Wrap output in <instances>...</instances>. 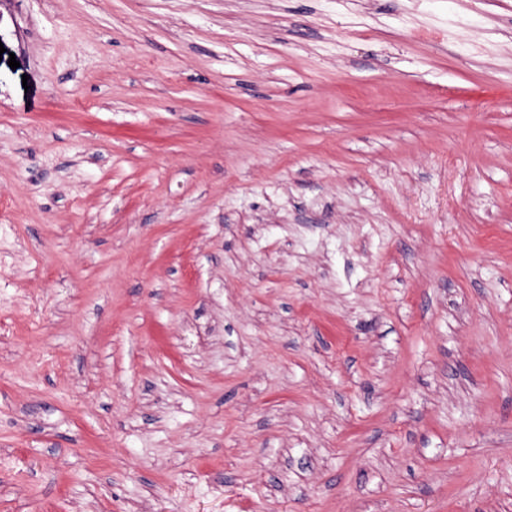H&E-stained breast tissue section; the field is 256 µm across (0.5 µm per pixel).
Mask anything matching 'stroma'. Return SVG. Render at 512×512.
<instances>
[{
  "label": "stroma",
  "mask_w": 512,
  "mask_h": 512,
  "mask_svg": "<svg viewBox=\"0 0 512 512\" xmlns=\"http://www.w3.org/2000/svg\"><path fill=\"white\" fill-rule=\"evenodd\" d=\"M0 45V512H512V0Z\"/></svg>",
  "instance_id": "1"
}]
</instances>
